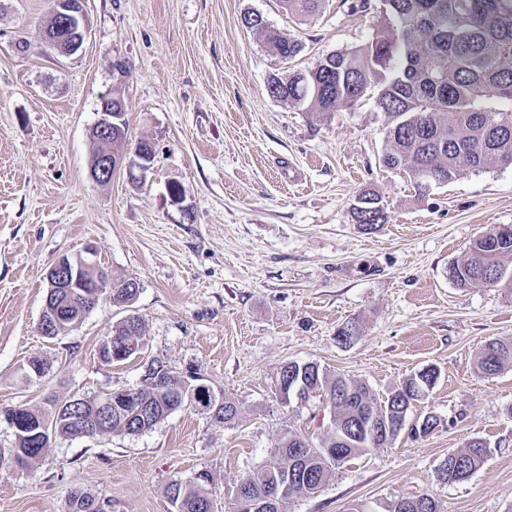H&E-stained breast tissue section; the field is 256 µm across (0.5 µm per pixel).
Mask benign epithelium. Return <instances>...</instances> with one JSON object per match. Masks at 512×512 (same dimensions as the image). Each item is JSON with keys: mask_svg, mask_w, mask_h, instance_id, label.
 Here are the masks:
<instances>
[{"mask_svg": "<svg viewBox=\"0 0 512 512\" xmlns=\"http://www.w3.org/2000/svg\"><path fill=\"white\" fill-rule=\"evenodd\" d=\"M53 10L58 16L56 27L64 30L60 36L48 35L45 44L60 56H71L78 52L85 40L86 25L84 19L82 0H54ZM127 108L121 101L113 102L107 96L100 103V117L95 126L94 133L100 141H112V133L120 130L126 120ZM154 146L144 147L139 144L135 149V159L130 161L145 173L155 157L152 153ZM124 166V157L112 155V149L98 157L90 168V176L98 181L112 180L118 170ZM49 288L54 291L62 289L70 294L86 295L98 299L107 292L109 278L99 274L96 262V248L90 244L86 247L83 257L72 260L68 257L58 259L50 268L48 274ZM61 328V319L58 308L47 302L40 315L38 330L42 335L56 332ZM216 393L203 378L195 373L185 375V387L180 398L192 404L197 400L204 403L214 402ZM92 411L76 409L74 407L66 413V422L87 429L100 430L102 426L112 423V418L128 421L133 418L141 419L146 415L144 405L132 396L127 389L110 391L100 398L90 402ZM27 411L24 405H14L0 408V423L5 424L12 432L22 428V415ZM64 433V424L42 425L34 432L41 445L48 447L53 441Z\"/></svg>", "mask_w": 512, "mask_h": 512, "instance_id": "1", "label": "benign epithelium"}]
</instances>
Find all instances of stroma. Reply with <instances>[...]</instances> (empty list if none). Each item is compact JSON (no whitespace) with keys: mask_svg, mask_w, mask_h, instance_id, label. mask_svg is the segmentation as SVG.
<instances>
[{"mask_svg":"<svg viewBox=\"0 0 512 512\" xmlns=\"http://www.w3.org/2000/svg\"><path fill=\"white\" fill-rule=\"evenodd\" d=\"M51 6L0 0V407L46 410L136 388L158 359L198 373L239 414L227 425L185 408L138 435L60 438L28 468L15 465V438L0 425V512H68L76 490L112 512H170L166 486L202 470L225 512L284 431L317 444L330 436L326 400L276 393L289 362L362 381L379 399L435 367L408 418L439 425L351 459L283 512H351L420 493L441 512H512V368L476 370L488 339L512 340V291L447 276L489 225L512 224V166L421 195L380 164L386 119L373 101L322 119L267 92L272 74L371 41L380 0H322L307 18L279 0H84L87 37L69 57L41 40ZM249 12L302 41L301 54L270 56L242 22ZM115 88L129 143L152 142L155 158L143 179L122 169L104 184L90 176L92 131ZM363 189L388 213L371 233L350 213ZM90 243L111 280L139 282L136 299L123 308L101 298L76 326L41 335L50 266ZM130 311L145 325L139 350L104 364L99 345ZM352 319L360 334L340 344ZM33 357L47 371L29 382L22 367ZM473 437L489 444L484 463L466 481L438 482L441 462Z\"/></svg>","mask_w":512,"mask_h":512,"instance_id":"35a3bbf8","label":"stroma"}]
</instances>
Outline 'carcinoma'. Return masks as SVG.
<instances>
[{"label": "carcinoma", "instance_id": "1", "mask_svg": "<svg viewBox=\"0 0 512 512\" xmlns=\"http://www.w3.org/2000/svg\"><path fill=\"white\" fill-rule=\"evenodd\" d=\"M321 0H280L284 10L296 16H310ZM385 25L371 41L353 50L323 56L316 66L303 73L269 78L268 92L287 104L323 118L342 107L352 108L363 98L374 99L377 109L388 118L380 156L382 165L406 173L423 194L427 191L420 172L432 173L429 183H448L465 172H479L492 166H512V0H381ZM243 24L258 32L270 55L287 63L303 50V44L267 25L254 22L247 14ZM360 208H351L357 224L378 227L387 221L382 197L362 190L355 197ZM490 226L468 246L463 260L452 263L459 288L476 282L478 273L494 269V288L512 289V235L500 240L494 249L487 240L494 238ZM133 279L112 283V302L133 301L138 289ZM55 303L77 313L92 309L78 295H56ZM144 323L137 327L122 320L112 329V340L136 353ZM151 367L165 370L163 380L137 388V396L147 401L152 415L144 422L122 423L112 419V431L133 434L152 429L173 413V396L184 384L183 377L156 360ZM512 367V341L493 338L484 346L477 370L496 375ZM302 385L303 397L324 392L331 411V438L316 446L304 436L286 431L279 439L277 454L259 462L238 484L261 499L272 494L276 470L288 466L294 444H303L296 461L297 480L285 499L316 493L335 476V470L351 458L390 445L401 428L391 431L386 441L371 442L354 431V423L365 407H372L386 420L394 419L398 401L413 403L422 393L411 379L380 401L368 386L347 377L332 378L315 363L304 368L281 367L276 385L285 391ZM344 443L336 445V440ZM15 463L24 468L36 462L43 452L35 440L15 441ZM488 450L471 444L451 452L452 459L437 469L443 483L462 482L485 461ZM209 482L201 473L189 483V490L177 503L175 512H209L211 500L201 491ZM94 497L76 491L69 501L70 512H94Z\"/></svg>", "mask_w": 512, "mask_h": 512}]
</instances>
